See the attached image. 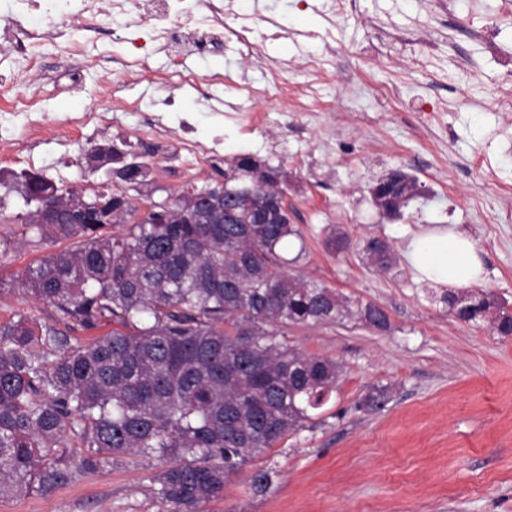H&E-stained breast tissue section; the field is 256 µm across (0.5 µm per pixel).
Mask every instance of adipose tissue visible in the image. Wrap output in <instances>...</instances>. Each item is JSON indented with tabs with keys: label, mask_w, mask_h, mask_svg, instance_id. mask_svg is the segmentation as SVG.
Segmentation results:
<instances>
[{
	"label": "adipose tissue",
	"mask_w": 512,
	"mask_h": 512,
	"mask_svg": "<svg viewBox=\"0 0 512 512\" xmlns=\"http://www.w3.org/2000/svg\"><path fill=\"white\" fill-rule=\"evenodd\" d=\"M407 255L422 278L443 285L467 287L483 273L475 242L460 232L420 234L410 241Z\"/></svg>",
	"instance_id": "1"
}]
</instances>
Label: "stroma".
Wrapping results in <instances>:
<instances>
[{"mask_svg": "<svg viewBox=\"0 0 512 512\" xmlns=\"http://www.w3.org/2000/svg\"><path fill=\"white\" fill-rule=\"evenodd\" d=\"M500 4L454 0L444 18L439 0H358L356 13L335 17L330 0H234L241 16H266L284 31L266 44L268 58L282 66L266 100L239 96V84L266 86L268 71L230 45L183 60L186 72L223 74L210 93L130 82L108 25L86 44L101 63L81 88L64 80L31 85L41 118L94 110L107 119L94 136L66 146L42 140L34 150L41 174L79 191L100 187L103 173L84 158L93 143L127 140L147 158L154 146L135 138V128L151 118L173 128L189 120L202 141L223 136L219 154L200 172L188 155L181 168L158 167L145 188L153 200L191 183L223 182L241 153L281 168L288 215L304 244L290 272L388 317L384 329L355 317L289 328L290 347L336 362V390L305 428L247 462L203 512H512V336L498 335L488 321H458L443 300L447 286L421 278L406 256L415 234H468L483 263L481 289L512 312V112L491 101L493 90L512 94L503 66L512 57V16H501ZM486 24L491 40L475 38L473 29ZM323 31L333 52L312 38ZM429 43L434 55L422 69L417 59ZM312 54L315 69L304 64ZM311 82L323 101L319 112L295 98ZM391 86L397 96L387 95ZM424 103L438 108L436 122L424 121ZM238 111L258 115V123L240 124ZM394 169L417 178L424 195L391 218L375 208L369 190ZM23 170L9 165L0 179L7 205L0 234L15 241L0 256V322L19 311L40 322L51 314L15 285L29 262L52 251L22 233ZM334 231L349 238L347 250L328 247ZM370 237L389 245L396 259L390 271L362 259ZM375 389L387 391L386 406L360 408ZM262 468L275 476L260 492L246 478ZM159 469L129 455L48 493L2 498L0 512H159L152 481Z\"/></svg>", "mask_w": 512, "mask_h": 512, "instance_id": "35a3bbf8", "label": "stroma"}]
</instances>
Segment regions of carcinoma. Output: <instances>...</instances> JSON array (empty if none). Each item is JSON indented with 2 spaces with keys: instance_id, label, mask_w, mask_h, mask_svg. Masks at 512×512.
Masks as SVG:
<instances>
[{
  "instance_id": "obj_1",
  "label": "carcinoma",
  "mask_w": 512,
  "mask_h": 512,
  "mask_svg": "<svg viewBox=\"0 0 512 512\" xmlns=\"http://www.w3.org/2000/svg\"><path fill=\"white\" fill-rule=\"evenodd\" d=\"M280 170L250 155L233 159L224 189L209 192L212 210L196 208L200 188L170 198L167 224L129 222L134 208L112 215L124 232L108 234L94 204L55 198L24 233L51 245L77 240L24 268L23 290L53 309L40 324L18 312L0 323V498L47 493L81 472L130 454L165 463L154 476L161 512H199L251 458L305 427L335 391L332 360L288 346V326L357 317L386 328V314L355 309L336 291L292 275L284 249L300 232L280 206ZM383 189L382 214L394 217L421 195ZM52 180L25 181L35 198ZM231 209L235 224L213 212ZM371 265L392 264L389 246H361ZM466 323L493 307L470 291ZM116 324L83 345L67 330Z\"/></svg>"
}]
</instances>
